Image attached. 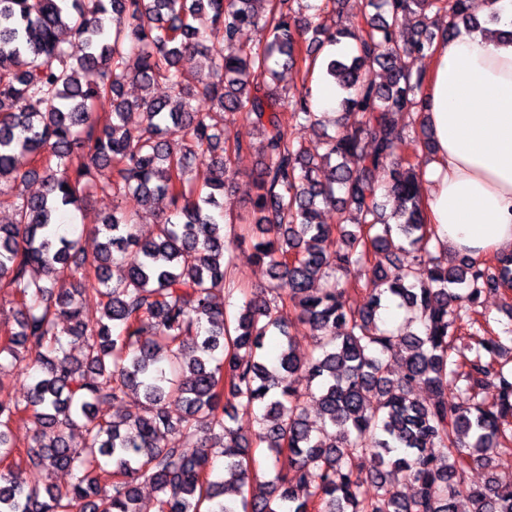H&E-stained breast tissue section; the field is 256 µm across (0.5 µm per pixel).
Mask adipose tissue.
Masks as SVG:
<instances>
[{"label": "adipose tissue", "mask_w": 512, "mask_h": 512, "mask_svg": "<svg viewBox=\"0 0 512 512\" xmlns=\"http://www.w3.org/2000/svg\"><path fill=\"white\" fill-rule=\"evenodd\" d=\"M499 23L435 43L420 119L434 152L420 166L423 207L450 250L477 259L512 251V0H477Z\"/></svg>", "instance_id": "obj_1"}]
</instances>
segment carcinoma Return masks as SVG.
<instances>
[{"mask_svg":"<svg viewBox=\"0 0 512 512\" xmlns=\"http://www.w3.org/2000/svg\"><path fill=\"white\" fill-rule=\"evenodd\" d=\"M262 2L0 0V184L12 183L0 204L13 210L0 225V288L17 306L0 360L35 372L23 402L0 387V512H140L141 483L157 512H458L460 497L469 512H512V479L466 481L512 445V366L477 318L483 294L512 286V253L494 265L433 253L417 176L430 134L399 122L422 107V79L405 59L429 51L437 30L479 27L469 0H369L376 13L351 27L344 0H327L332 26L320 6L303 17L283 10L287 0L266 13ZM246 29L261 38L242 44ZM64 30L73 41L60 40ZM187 54L200 58L193 82L180 68ZM91 70L100 80L85 86L80 73ZM292 70L302 88L291 97L282 82ZM317 78L339 90L341 117L316 157L290 127L321 126ZM128 81L141 88L135 101L123 94ZM160 81L172 95H151ZM199 93L211 99L205 112L192 105ZM230 117L264 144L249 227L270 273L234 312L217 304L235 287L223 197L232 158L251 144L226 146ZM206 153L211 177L198 191L187 176ZM30 180L43 189L26 194ZM96 188L144 205L164 196L173 212L142 240L114 206L89 255L55 226ZM322 205L339 224L321 223ZM407 245L419 262H402ZM118 261L125 272L113 282ZM364 267L370 288L354 304L348 277ZM89 285L103 298L93 322L79 302ZM389 300L418 331L383 324ZM291 316L313 330L318 353L294 349ZM464 320L483 335H458ZM299 371L316 389L293 387ZM418 385L433 398L415 397ZM124 403L134 410L107 419ZM238 405L255 412L253 439L232 426ZM16 419L38 426L23 454L9 436ZM76 430L81 448L70 445ZM255 441L271 480L251 473ZM211 443L227 479L215 475ZM22 465L29 483L14 476ZM60 470L71 475L63 488L49 484Z\"/></svg>","mask_w":512,"mask_h":512,"instance_id":"1","label":"carcinoma"}]
</instances>
